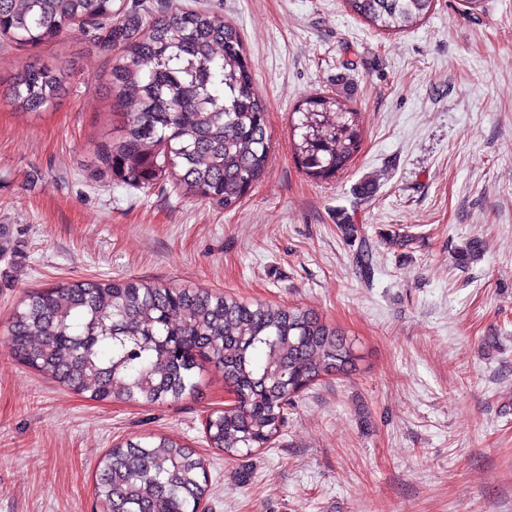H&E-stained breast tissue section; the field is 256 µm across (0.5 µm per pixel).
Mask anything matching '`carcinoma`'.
<instances>
[{
	"label": "carcinoma",
	"instance_id": "obj_1",
	"mask_svg": "<svg viewBox=\"0 0 512 512\" xmlns=\"http://www.w3.org/2000/svg\"><path fill=\"white\" fill-rule=\"evenodd\" d=\"M344 4L374 29L398 33L428 16L434 0ZM77 23L122 47L111 81L117 106L128 109L126 125L118 141L98 147L102 166L130 188L171 177L186 195L235 206L270 153L265 103L237 28L195 8L144 17L115 0H0V33L20 45ZM64 87L60 68L27 63L6 97L32 113ZM290 143L306 175L333 178L361 150L359 113L312 94L292 112ZM8 333L17 362L96 401L175 402L196 391L203 371L220 373L237 405L211 412L205 437L232 459L268 447L297 393L358 367L345 332L312 310L135 279L32 291ZM208 487L204 459L155 434L113 446L96 482L103 512H200Z\"/></svg>",
	"mask_w": 512,
	"mask_h": 512
}]
</instances>
